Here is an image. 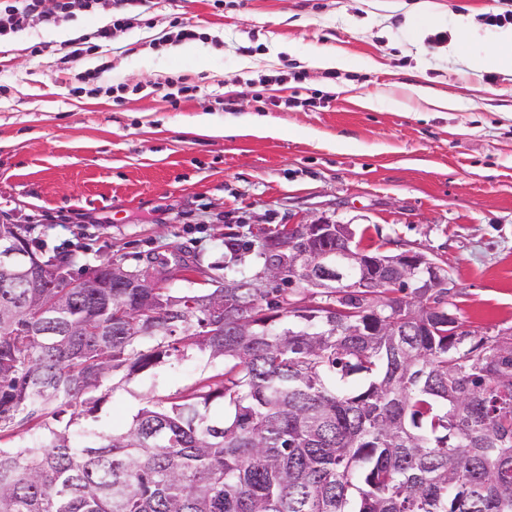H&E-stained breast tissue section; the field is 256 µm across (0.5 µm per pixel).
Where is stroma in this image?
<instances>
[{"mask_svg": "<svg viewBox=\"0 0 512 512\" xmlns=\"http://www.w3.org/2000/svg\"><path fill=\"white\" fill-rule=\"evenodd\" d=\"M115 11L0 40V218L68 250L77 272L179 254L180 295L259 271L225 238L327 216L363 244L426 250L457 283L464 329L512 328V47L488 20L512 0H150L147 23L64 62L66 41ZM177 21L197 38L167 41ZM326 52L342 65L319 64ZM102 66L111 91L76 93ZM224 368L171 357L96 390L85 423L122 427Z\"/></svg>", "mask_w": 512, "mask_h": 512, "instance_id": "35a3bbf8", "label": "stroma"}]
</instances>
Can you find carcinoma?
I'll return each instance as SVG.
<instances>
[{
	"label": "carcinoma",
	"instance_id": "obj_1",
	"mask_svg": "<svg viewBox=\"0 0 512 512\" xmlns=\"http://www.w3.org/2000/svg\"><path fill=\"white\" fill-rule=\"evenodd\" d=\"M325 232L282 244L344 248ZM276 247L230 244L281 288L230 275L176 296L166 258L148 264L152 287L110 261L79 284L68 253L1 224L0 252L38 285L0 267V429L71 413L0 447V512H512V334L473 340L448 289L389 263L377 288L300 306L284 286L318 274L294 254L288 270ZM189 348L231 361L224 379L153 397L121 428L71 429L97 410L82 395Z\"/></svg>",
	"mask_w": 512,
	"mask_h": 512
}]
</instances>
